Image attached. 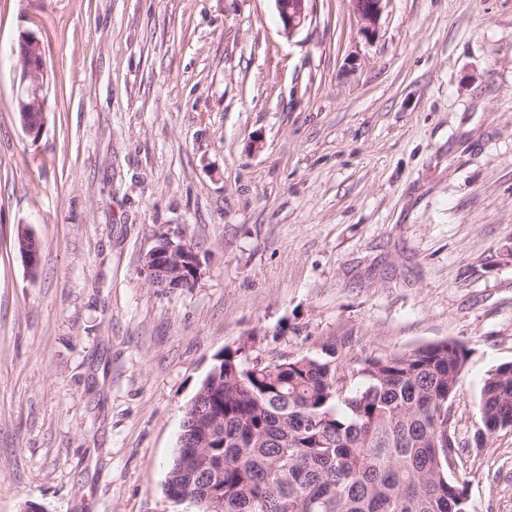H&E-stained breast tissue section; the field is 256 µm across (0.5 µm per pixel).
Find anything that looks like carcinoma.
<instances>
[{
  "mask_svg": "<svg viewBox=\"0 0 512 512\" xmlns=\"http://www.w3.org/2000/svg\"><path fill=\"white\" fill-rule=\"evenodd\" d=\"M466 359L454 340L355 369L333 348L263 364L227 350L184 412L198 410L181 434L208 464L175 452L164 492L175 502L193 484L196 512H212L208 485L223 491L222 512H469L466 483L448 475ZM477 415L486 436L512 431V362L486 375Z\"/></svg>",
  "mask_w": 512,
  "mask_h": 512,
  "instance_id": "cac0c4a2",
  "label": "carcinoma"
}]
</instances>
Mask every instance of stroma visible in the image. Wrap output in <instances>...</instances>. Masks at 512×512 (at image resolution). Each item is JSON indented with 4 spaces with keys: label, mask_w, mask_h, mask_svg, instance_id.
<instances>
[{
    "label": "stroma",
    "mask_w": 512,
    "mask_h": 512,
    "mask_svg": "<svg viewBox=\"0 0 512 512\" xmlns=\"http://www.w3.org/2000/svg\"><path fill=\"white\" fill-rule=\"evenodd\" d=\"M311 7L289 36L275 0H0V512H195L163 485L224 350L355 367L443 340L468 351L452 475L512 512V431L475 441L512 362V0H390L370 38L349 0ZM161 230L193 287L141 274ZM18 56L22 64L20 92L17 95V113L23 129L34 138L39 137L45 123L44 47L32 34L25 33L18 42Z\"/></svg>",
    "instance_id": "obj_1"
}]
</instances>
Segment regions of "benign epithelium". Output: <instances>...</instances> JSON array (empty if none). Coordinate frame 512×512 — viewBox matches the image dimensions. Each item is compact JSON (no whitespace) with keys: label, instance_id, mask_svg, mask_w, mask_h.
<instances>
[{"label":"benign epithelium","instance_id":"1","mask_svg":"<svg viewBox=\"0 0 512 512\" xmlns=\"http://www.w3.org/2000/svg\"><path fill=\"white\" fill-rule=\"evenodd\" d=\"M284 33L291 36L303 27L309 19L310 3L313 0H275ZM353 15L358 19L363 36L376 33L386 3L390 0H349ZM18 56L22 64L20 92L17 95V113L23 129L33 138H38L45 123L44 89L46 72L44 69V47L32 34L25 33L18 42ZM167 243L147 252L142 260L141 272L150 283L157 274L166 272L174 279L172 287L182 285V252L187 250L183 243H174L169 234H164ZM21 256L28 269H34L39 259L40 243L33 235L21 238Z\"/></svg>","mask_w":512,"mask_h":512}]
</instances>
